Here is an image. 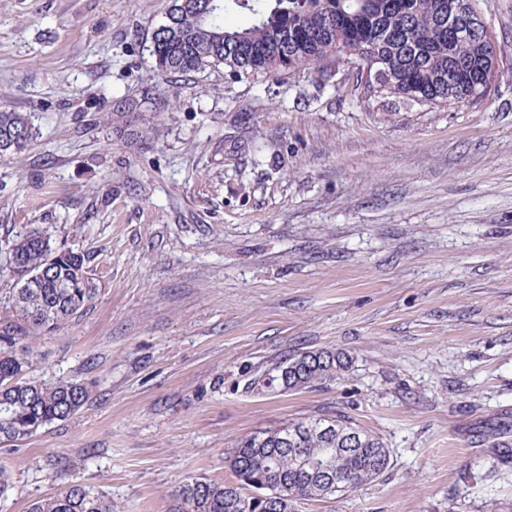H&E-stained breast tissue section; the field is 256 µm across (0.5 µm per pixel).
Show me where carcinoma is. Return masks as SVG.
Here are the masks:
<instances>
[{"instance_id":"obj_1","label":"carcinoma","mask_w":512,"mask_h":512,"mask_svg":"<svg viewBox=\"0 0 512 512\" xmlns=\"http://www.w3.org/2000/svg\"><path fill=\"white\" fill-rule=\"evenodd\" d=\"M474 0H172L152 37L158 73L224 69L230 77L313 70L322 84L337 73L323 65L351 55L359 68L380 70L363 83L368 94L423 106L454 107L482 99L492 72L490 45L452 32L448 5ZM235 6L248 10L245 26L227 22ZM36 136L29 117L0 107V156L20 153ZM46 227L5 234L6 264L19 287L0 313V442H22L55 420L74 417L92 385L25 378L38 337L72 320L96 295L85 256L54 249ZM349 356L331 349L290 355L254 379L272 392L299 391L340 378ZM325 459L334 490L325 493L302 460ZM238 483L205 477L171 494L169 512H295L296 503L328 498L382 476L390 466L383 438L339 411L296 418L255 431L236 444L229 460ZM275 491L267 501L257 491ZM29 512H113L112 499L93 486L70 484L31 504Z\"/></svg>"}]
</instances>
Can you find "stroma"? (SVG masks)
<instances>
[{"label":"stroma","mask_w":512,"mask_h":512,"mask_svg":"<svg viewBox=\"0 0 512 512\" xmlns=\"http://www.w3.org/2000/svg\"><path fill=\"white\" fill-rule=\"evenodd\" d=\"M476 4L498 75L431 108L307 71L160 75L171 0H0V103L36 128L0 157V228L49 227L98 288L26 373L93 395L0 444V512L71 483L168 512L189 478L235 483L239 438L327 410L391 466L297 512H512V0ZM325 348L352 358L330 385L253 386Z\"/></svg>","instance_id":"obj_1"}]
</instances>
